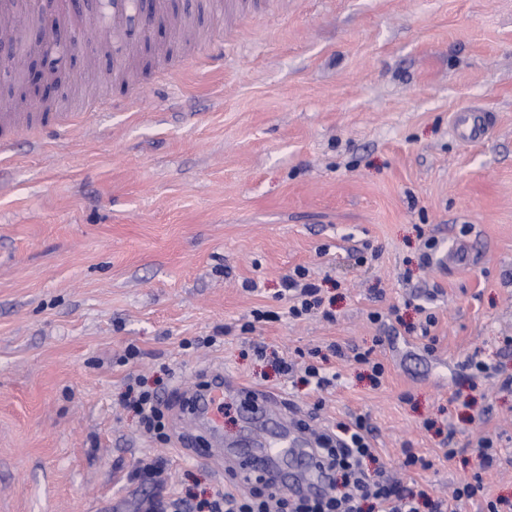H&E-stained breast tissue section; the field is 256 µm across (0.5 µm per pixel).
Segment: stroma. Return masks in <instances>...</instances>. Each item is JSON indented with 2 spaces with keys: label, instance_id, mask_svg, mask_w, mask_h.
<instances>
[{
  "label": "stroma",
  "instance_id": "obj_1",
  "mask_svg": "<svg viewBox=\"0 0 512 512\" xmlns=\"http://www.w3.org/2000/svg\"><path fill=\"white\" fill-rule=\"evenodd\" d=\"M165 4L194 43L141 10L68 68L53 109L105 100L90 131L64 151L17 133L0 166V512H139L144 455L175 496L212 499L218 466L145 434L123 396L175 398L214 366L312 427L365 418L404 486L444 496L481 473L458 512L512 501V0ZM49 7L96 11L37 0L19 38ZM471 105L495 116L478 143L451 127ZM299 268L322 304L295 319L281 290ZM334 344L381 362L380 383ZM313 351L323 387L274 366ZM486 438L501 462L482 470ZM407 448L430 468L404 467ZM133 474L142 479L143 484L151 485L153 490H159L163 484L166 489L168 470L166 464L158 458L150 456L138 458Z\"/></svg>",
  "mask_w": 512,
  "mask_h": 512
}]
</instances>
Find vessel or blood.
Returning <instances> with one entry per match:
<instances>
[{
  "instance_id": "1",
  "label": "vessel or blood",
  "mask_w": 512,
  "mask_h": 512,
  "mask_svg": "<svg viewBox=\"0 0 512 512\" xmlns=\"http://www.w3.org/2000/svg\"><path fill=\"white\" fill-rule=\"evenodd\" d=\"M16 38L14 0H0V43ZM99 102L85 106L82 114L57 112H0V160H7L12 151L11 134L22 127L45 124L52 133L72 132L89 126ZM492 117L489 113H476L469 108L455 112L452 128L463 139L484 140ZM245 396L241 407L243 432L250 445L248 452L238 450L237 441L224 442L226 455L236 456V463L225 464V472L243 470L266 478L269 483L283 486L291 495H309L320 492L328 483L327 472L319 465L310 435L297 429V410L286 400L268 392L254 390L233 379L223 371H215L207 387L193 392L188 400L187 418L191 423L203 424L219 430L220 419L216 403L223 398Z\"/></svg>"
}]
</instances>
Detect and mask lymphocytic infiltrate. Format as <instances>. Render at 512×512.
I'll use <instances>...</instances> for the list:
<instances>
[{"instance_id":"1","label":"lymphocytic infiltrate","mask_w":512,"mask_h":512,"mask_svg":"<svg viewBox=\"0 0 512 512\" xmlns=\"http://www.w3.org/2000/svg\"><path fill=\"white\" fill-rule=\"evenodd\" d=\"M126 404L139 416L145 433L165 437L167 406L156 393L142 391L126 397ZM317 456L321 465L333 475L329 492L318 497L293 500L287 492L269 486L255 487L249 493L231 490L219 492L208 504V512H420L422 501H429L432 512H456L458 502L470 499L484 490L481 472L492 466L497 451L491 440L480 441V470L471 480L460 483L451 499L430 501L426 490H414L390 479L384 472H369L367 462L376 460L370 431L363 419L339 424L336 431L320 433ZM135 477L151 485L152 492L141 501L145 512H193L183 499L164 500L157 495L166 484L168 470L157 458L137 459Z\"/></svg>"}]
</instances>
